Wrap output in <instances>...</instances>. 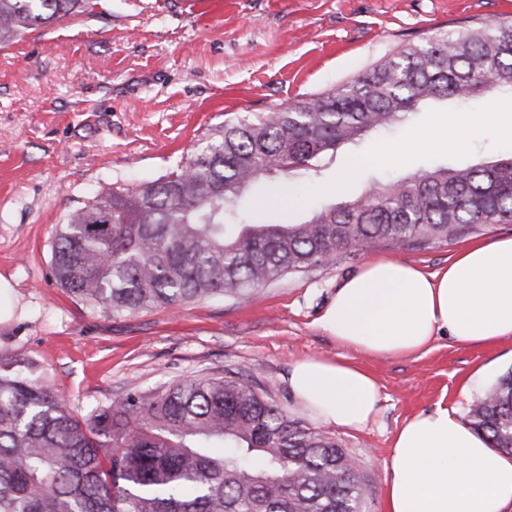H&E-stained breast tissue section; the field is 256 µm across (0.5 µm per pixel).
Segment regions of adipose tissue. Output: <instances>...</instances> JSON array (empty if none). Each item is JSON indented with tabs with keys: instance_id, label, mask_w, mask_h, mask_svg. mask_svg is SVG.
I'll return each mask as SVG.
<instances>
[{
	"instance_id": "1",
	"label": "adipose tissue",
	"mask_w": 512,
	"mask_h": 512,
	"mask_svg": "<svg viewBox=\"0 0 512 512\" xmlns=\"http://www.w3.org/2000/svg\"><path fill=\"white\" fill-rule=\"evenodd\" d=\"M340 344L374 356H410L445 334L464 344L512 339V237L482 241L428 272L377 258L346 279L323 312ZM288 383L324 424L364 428L380 389L343 360L297 361ZM512 506V455L490 448L455 410L410 417L392 440L388 512H506Z\"/></svg>"
}]
</instances>
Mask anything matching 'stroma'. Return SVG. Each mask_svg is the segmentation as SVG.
I'll list each match as a JSON object with an SVG mask.
<instances>
[{
    "label": "stroma",
    "mask_w": 512,
    "mask_h": 512,
    "mask_svg": "<svg viewBox=\"0 0 512 512\" xmlns=\"http://www.w3.org/2000/svg\"><path fill=\"white\" fill-rule=\"evenodd\" d=\"M512 19V0H98L93 15L67 17L0 48V351L29 356L72 407L86 411L135 388L154 392L188 375L237 373L307 417L287 378L299 359L361 365L380 387L373 420L361 430L321 425L353 459L366 486L363 512H387L386 477L395 432L437 406L467 418L512 367V339L463 344L437 337L408 357L370 356L341 345L319 319L349 276L369 259L392 257L435 270L474 241L512 236V224L421 247L381 244L359 256L245 295L177 310L119 317L90 312L51 276L54 227L112 184L164 174L209 126L299 100L351 80L407 44ZM461 107L438 102L412 122L341 147L315 172L261 180L240 205L251 221L306 218L391 177L438 165L512 155V96L475 105L500 125L472 123L453 148ZM421 128L437 138L393 159L390 146Z\"/></svg>",
    "instance_id": "obj_1"
}]
</instances>
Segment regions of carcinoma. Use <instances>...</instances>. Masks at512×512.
<instances>
[{
	"label": "carcinoma",
	"instance_id": "obj_1",
	"mask_svg": "<svg viewBox=\"0 0 512 512\" xmlns=\"http://www.w3.org/2000/svg\"><path fill=\"white\" fill-rule=\"evenodd\" d=\"M96 0H0V44ZM512 94V22L402 48L324 93L217 123L166 174L112 186L56 225L55 283L122 316L240 296L379 243L451 242L512 223V156L370 185L288 224L247 221L244 192L317 170L337 148L428 103ZM469 425L512 455V369ZM366 488L336 440L236 376L136 389L81 414L37 361L0 351V512H362Z\"/></svg>",
	"mask_w": 512,
	"mask_h": 512
}]
</instances>
